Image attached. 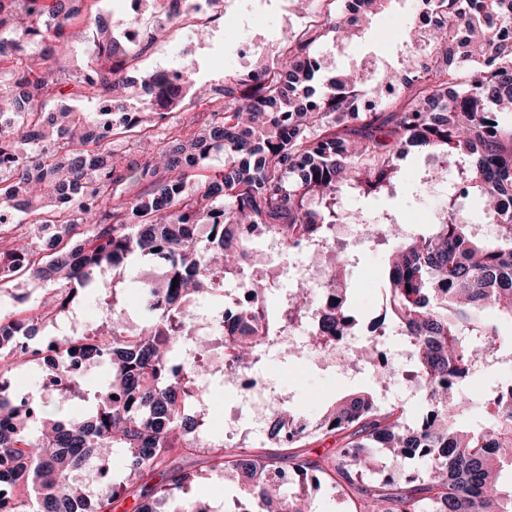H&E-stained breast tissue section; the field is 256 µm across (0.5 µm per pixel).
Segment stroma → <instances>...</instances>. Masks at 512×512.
<instances>
[{
	"instance_id": "obj_1",
	"label": "stroma",
	"mask_w": 512,
	"mask_h": 512,
	"mask_svg": "<svg viewBox=\"0 0 512 512\" xmlns=\"http://www.w3.org/2000/svg\"><path fill=\"white\" fill-rule=\"evenodd\" d=\"M80 9L85 32L73 41L71 53L63 61L69 71L79 75L87 72L95 59L98 20H105L108 30L116 34L136 18L150 27L155 24L153 0H140L134 8L129 0H82ZM413 10L414 0H393L389 9L366 24L355 43L327 41L319 50L321 78L363 64L377 73L400 69L406 53L407 20ZM310 20V15L295 11L291 0H242L237 7L221 6L204 15L184 17L182 23L159 31L147 52L128 61L126 73L139 79L174 65L190 73L195 85L215 87L223 84L225 71H247L260 60L272 64L280 61L284 33ZM427 168L425 153L413 151L402 163L395 196H365L353 190L343 196L342 206L368 217L389 212L397 215L406 230L427 232L446 202L444 192L422 191ZM392 250V242H371L351 254L352 300L360 326H367L383 308L382 285ZM154 267V261L147 259L127 266L125 280L117 287V302L125 309L130 328L142 325L139 284L151 276ZM259 371L289 404L303 407L305 417L312 422L332 402L356 391L372 392L382 406H412L403 379H395L385 388L378 386L368 366L352 373L305 355L293 357L272 349L265 354ZM211 380L204 397V421L210 436L217 439L224 433L225 409L237 405L239 396L223 383L220 374H213ZM179 462L199 473L197 489L206 491L215 504L241 499L239 484L208 472L201 455H183Z\"/></svg>"
}]
</instances>
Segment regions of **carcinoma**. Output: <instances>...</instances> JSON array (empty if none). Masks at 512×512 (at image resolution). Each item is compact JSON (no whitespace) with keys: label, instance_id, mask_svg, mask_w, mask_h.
I'll use <instances>...</instances> for the list:
<instances>
[{"label":"carcinoma","instance_id":"obj_1","mask_svg":"<svg viewBox=\"0 0 512 512\" xmlns=\"http://www.w3.org/2000/svg\"><path fill=\"white\" fill-rule=\"evenodd\" d=\"M80 0H0V226L19 215L57 227L48 245L33 250L32 234L0 251V289L27 275L52 289L50 303L18 316L0 310V359L19 356L12 327L36 334L37 321L58 316L90 290L123 280L127 261L152 256L166 271L163 285H140L145 325L132 333L116 305L83 345L88 358L108 355V377L95 405L77 417H53L40 401L0 397V480L15 479L8 498L27 512H100L134 484L135 512H195L185 495L196 473L174 463L178 451L207 454V469L241 484V512H312L308 484L351 500L357 512H512V403L509 385L476 388L471 367L490 352L512 347L489 315L512 319V0H419L430 12L426 31L408 43L398 73L375 80V104L361 102L369 72L353 69L316 88V49L328 34L351 43L369 17L393 0H357V9L333 12L325 0H301L314 19L287 32L281 65L227 73L224 84L197 88L178 70L150 74L148 98L130 111L123 76L133 48L99 29L97 67L84 77L61 65ZM52 28L56 42L38 46ZM104 95L107 111L92 114L45 101L69 85ZM189 94L220 96L224 107L204 123L155 131ZM419 148L436 165L431 180L462 157L468 168L448 191L444 217L426 234L401 232L389 256L386 291L398 335L411 345L414 378L430 418L410 423L404 409L379 405L370 392L328 406L316 425L285 436L276 415L268 438L285 453L255 452L205 440L203 416L190 411L203 366L179 360L187 307L199 298L219 301L239 279L258 304L245 331H220L233 363L255 367L277 328L303 325L319 294L303 285L291 303L269 316L268 299L281 276L242 269L239 232L248 228L279 240L291 257L300 241L326 239L333 224L353 218L339 206L348 190L391 193L399 161ZM221 158V164L213 161ZM477 220L496 225L489 239L469 232ZM89 228L84 229L82 225ZM325 286L338 302L318 306L308 343L352 332L357 317L345 263L329 256ZM177 286H172V280ZM386 331L367 338L351 359L374 358ZM487 419L464 425L470 414ZM337 436L332 454L310 459L298 445L317 432ZM118 450L124 476L97 492L71 477ZM378 455L395 470L368 479ZM408 461L424 465L407 468ZM159 481H154V478Z\"/></svg>","mask_w":512,"mask_h":512}]
</instances>
